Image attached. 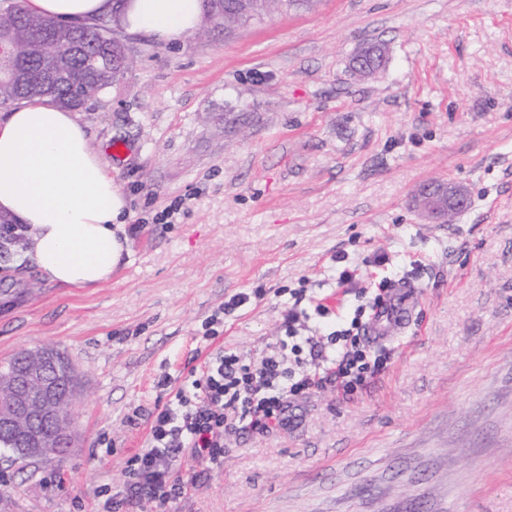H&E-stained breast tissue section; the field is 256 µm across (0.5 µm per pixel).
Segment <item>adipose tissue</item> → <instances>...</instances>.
I'll return each mask as SVG.
<instances>
[{"label":"adipose tissue","mask_w":512,"mask_h":512,"mask_svg":"<svg viewBox=\"0 0 512 512\" xmlns=\"http://www.w3.org/2000/svg\"><path fill=\"white\" fill-rule=\"evenodd\" d=\"M50 20L91 23L120 14L124 29L167 41L195 34L202 0H26ZM126 200L112 167L71 110L23 101L0 123V214L29 227V251L49 281H109L129 250Z\"/></svg>","instance_id":"obj_1"}]
</instances>
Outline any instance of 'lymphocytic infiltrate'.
I'll return each mask as SVG.
<instances>
[{"mask_svg": "<svg viewBox=\"0 0 512 512\" xmlns=\"http://www.w3.org/2000/svg\"><path fill=\"white\" fill-rule=\"evenodd\" d=\"M396 285L383 279L367 317L354 318L350 328L335 329L328 307L313 298L309 304L320 317L313 335H298L306 313L292 307L283 318L285 338L260 360L233 350L211 353L190 388L173 389L171 399L155 404L147 445L129 460L122 490L106 502L110 512L142 501L164 512L193 485L175 467L181 455L213 468L224 455L226 433L270 430L282 424L292 401L328 384L346 395L364 389L394 353L372 329L396 318Z\"/></svg>", "mask_w": 512, "mask_h": 512, "instance_id": "1", "label": "lymphocytic infiltrate"}]
</instances>
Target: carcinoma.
I'll return each mask as SVG.
<instances>
[{
    "instance_id": "carcinoma-1",
    "label": "carcinoma",
    "mask_w": 512,
    "mask_h": 512,
    "mask_svg": "<svg viewBox=\"0 0 512 512\" xmlns=\"http://www.w3.org/2000/svg\"><path fill=\"white\" fill-rule=\"evenodd\" d=\"M303 0H203V12L210 16L216 28L233 24L262 23L272 14L301 6ZM10 32L30 48L20 66L25 77L21 83L0 81V105L14 104L25 99L48 97L75 110L80 104L62 96L38 90L45 73L60 70L66 85L83 89L90 100L117 84L112 66H121L123 46L112 33V20L101 18L86 26L76 22L47 20L27 11L24 0H11L0 8V32ZM37 350L20 351L0 367V396L4 395L15 373L29 367L27 359ZM41 433L30 425L19 432L0 433V447L19 456L20 439Z\"/></svg>"
}]
</instances>
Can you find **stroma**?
<instances>
[{
  "mask_svg": "<svg viewBox=\"0 0 512 512\" xmlns=\"http://www.w3.org/2000/svg\"><path fill=\"white\" fill-rule=\"evenodd\" d=\"M121 41L130 68L76 115L94 149L124 146L128 257L68 288L0 246V363L53 347L80 385L65 458L0 450L10 512H104L160 376L189 386L190 359L219 347L261 357L300 288L347 314L386 276L408 286L387 370L227 436L212 469L181 456L196 485L167 512H512V0H314L227 34ZM371 41L386 66L361 79L350 58ZM431 181L468 190L452 223L414 208Z\"/></svg>",
  "mask_w": 512,
  "mask_h": 512,
  "instance_id": "obj_1",
  "label": "stroma"
}]
</instances>
